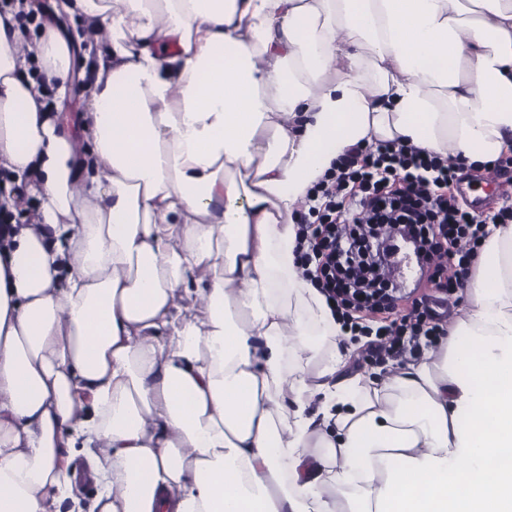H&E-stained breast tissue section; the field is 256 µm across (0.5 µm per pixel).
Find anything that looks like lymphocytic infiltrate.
<instances>
[{"label":"lymphocytic infiltrate","instance_id":"f902f5d3","mask_svg":"<svg viewBox=\"0 0 512 512\" xmlns=\"http://www.w3.org/2000/svg\"><path fill=\"white\" fill-rule=\"evenodd\" d=\"M462 177V166L449 159L387 143L351 149L335 179L311 189L310 220L297 230L303 274L318 284L343 330L364 338L368 356L384 362L412 355L445 333L437 296L422 295L420 311L400 316L396 309L406 297L400 288L380 287L366 275L347 277V268L365 253H378L377 268L389 263L393 244L379 242L374 225L411 237L421 266L437 257L464 276L487 225L512 222V204L478 217L460 205L454 190Z\"/></svg>","mask_w":512,"mask_h":512}]
</instances>
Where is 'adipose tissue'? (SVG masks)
Listing matches in <instances>:
<instances>
[{
  "label": "adipose tissue",
  "instance_id": "obj_1",
  "mask_svg": "<svg viewBox=\"0 0 512 512\" xmlns=\"http://www.w3.org/2000/svg\"><path fill=\"white\" fill-rule=\"evenodd\" d=\"M65 10L77 136L66 38L0 28V168L40 202L0 243V512H53L78 446L96 512H512V224L440 348L359 397L295 221L358 145L512 154V0ZM59 20L62 22L68 37L74 43L80 44L82 48L81 51H78L77 48L75 49L72 69L69 77L70 83L68 84V92L66 99L63 102V112H84L85 102L82 91L85 83L88 80V77L84 78L82 70H89L91 60H86L83 55V49L86 46L84 41L81 43L83 27L81 25L80 17L76 14L70 16L63 13L61 16H59ZM74 102H77L76 107H74Z\"/></svg>",
  "mask_w": 512,
  "mask_h": 512
}]
</instances>
